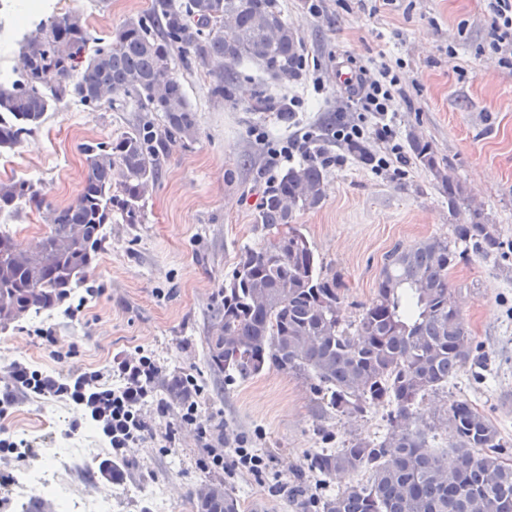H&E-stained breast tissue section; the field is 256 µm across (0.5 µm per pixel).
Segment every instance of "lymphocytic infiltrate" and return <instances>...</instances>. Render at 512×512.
Masks as SVG:
<instances>
[{
  "label": "lymphocytic infiltrate",
  "mask_w": 512,
  "mask_h": 512,
  "mask_svg": "<svg viewBox=\"0 0 512 512\" xmlns=\"http://www.w3.org/2000/svg\"><path fill=\"white\" fill-rule=\"evenodd\" d=\"M399 84V75L389 68L375 76L360 74L352 95L358 120L335 132L337 141L354 147L365 136L367 119L376 118L375 136L383 149L369 156L367 163L377 173L389 170L393 161L402 156V147L389 115ZM117 372L119 382L112 385L107 383V375L101 371H85L62 381L16 364L1 373L0 380L9 387L16 385L37 396L67 397L79 408L82 420L95 423L113 454L120 455L137 447L144 437L148 426L146 416L151 406V386L158 375V368L139 350L120 361Z\"/></svg>",
  "instance_id": "1"
}]
</instances>
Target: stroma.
Wrapping results in <instances>:
<instances>
[{"label": "stroma", "mask_w": 512, "mask_h": 512, "mask_svg": "<svg viewBox=\"0 0 512 512\" xmlns=\"http://www.w3.org/2000/svg\"><path fill=\"white\" fill-rule=\"evenodd\" d=\"M49 9L79 14L90 31L110 38L124 20L146 15L152 0H44ZM284 18L304 46L305 68L294 78L275 81L243 64L232 97L216 98L209 86L215 65L194 54L177 62L196 121L193 136L164 137L165 163L142 207V221L113 219L106 238L68 310L43 319L24 318L0 329V371L20 363L51 375L105 370L116 360L144 350L161 375H192L203 392L198 409L205 439L182 428L179 411H149V429L124 457L132 478L107 482L100 463L57 471L58 479L82 497L109 487L113 512H194V487L221 477L241 503L240 512H305V500L288 490L304 480L308 498L343 488L350 475L301 474L309 451L335 449L354 437L375 439L388 427V405L351 417L331 412L309 380L269 370L246 381H228L206 363L204 338L210 314L245 249L272 240L256 222L259 203L290 163L273 157L270 145L305 127H316L313 154L330 156L325 198L314 210L298 213L296 225L313 246L325 273L334 275L342 296V316L354 322L371 301L384 257L393 247L451 234L465 216L448 213V199L434 175L418 165L410 137L431 145L441 170L465 183L474 207L496 224L500 251L483 257L466 251L449 274L460 287L462 313L475 343L488 359L480 378L464 370L447 390L419 406L429 427V452L450 451L453 430L438 424L447 403L468 399L497 425L512 464V69L488 45L489 0H278ZM399 68L402 95L392 108L404 147L402 176L372 172L370 165L338 145V124L355 119L351 96L336 82L337 71L380 64ZM270 108L256 106L257 94ZM304 106L289 122L279 118L289 96ZM139 115L122 98L85 105L68 98L50 110L23 144L0 151V179H10L5 161L21 163L26 179L48 201H73L86 175L85 143L117 138ZM74 404L62 397L17 392L0 429L31 442L25 455H0V468L13 478L45 464L51 447L79 448L68 432ZM174 432L176 443L164 436ZM258 449L267 463L262 477L205 468L208 449L237 445ZM143 486L161 499L132 497Z\"/></svg>", "instance_id": "35a3bbf8"}]
</instances>
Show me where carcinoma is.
<instances>
[{"mask_svg": "<svg viewBox=\"0 0 512 512\" xmlns=\"http://www.w3.org/2000/svg\"><path fill=\"white\" fill-rule=\"evenodd\" d=\"M20 78L0 82V149L19 147L56 104L74 97L84 105L124 96L145 113L131 131L83 148L87 174L77 197L54 206L32 181L0 182V216L46 208L49 231L23 243L0 230V327L29 314L52 312L86 281L112 213L141 223V201L163 167L152 112L171 136L194 131L195 116L176 74L174 52L194 50L217 64L211 94L224 97L237 69L249 62L274 79L298 75L304 53L278 0H153L149 13L128 19L101 45L79 15L53 14L18 41ZM415 160L435 173L448 212L468 204L464 184L444 174L427 142L411 138ZM330 159L289 167L264 196L256 223L288 238L246 249L221 289L210 320L218 335L205 337L208 365L224 378L248 380L275 369L312 381L336 412L352 416L371 404L392 407L379 441L355 437L340 448L306 458L322 476L364 474L336 494L309 505L312 512H512V466L501 460L507 443L497 427L463 398L448 403L441 421L457 435L454 465L427 448L419 426L420 400L448 386L469 365L485 361L462 311L448 306V272L461 258L457 243L488 256L499 251L495 225L478 208L469 222L452 225V239L432 237L393 248L371 302L354 328L342 324L336 276L323 273L313 247L293 225L296 213L318 208ZM165 407L188 406L195 395L186 376L161 385ZM196 512H239L221 481L194 493Z\"/></svg>", "mask_w": 512, "mask_h": 512, "instance_id": "carcinoma-1", "label": "carcinoma"}]
</instances>
